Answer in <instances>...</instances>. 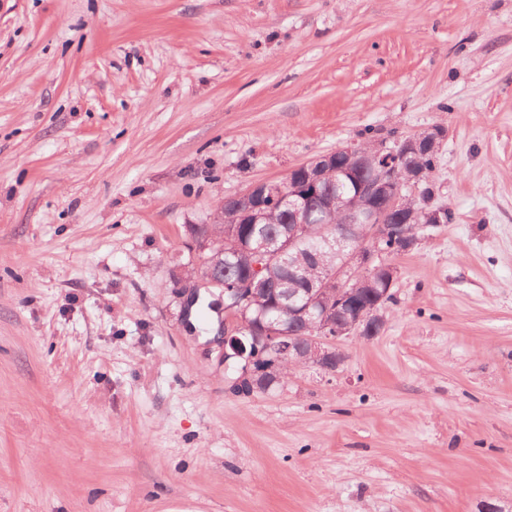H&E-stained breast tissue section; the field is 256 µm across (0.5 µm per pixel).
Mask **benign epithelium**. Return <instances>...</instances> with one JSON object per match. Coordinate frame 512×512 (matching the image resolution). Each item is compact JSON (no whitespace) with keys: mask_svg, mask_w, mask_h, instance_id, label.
<instances>
[{"mask_svg":"<svg viewBox=\"0 0 512 512\" xmlns=\"http://www.w3.org/2000/svg\"><path fill=\"white\" fill-rule=\"evenodd\" d=\"M441 137L437 127H431L423 132L397 140L390 144L378 141L372 150L361 153L355 146L339 148V151L355 159L357 164L370 170L369 180L357 184L355 199L362 200L370 195H387L391 203L398 204L404 189L419 193V184L423 172L413 169L403 172L402 162L410 154L432 147ZM336 152L325 153L311 161L293 169V173L302 179V184L284 193L277 190L273 182L258 181L253 183L245 192L224 199V204L236 207L245 216L258 217L267 201L280 206H286L295 213L305 212V201L308 196L318 193L325 173L334 165L333 156ZM386 212L368 209L360 203L352 205L345 203L343 207V223L345 226L336 231V242L329 243L330 249L342 247L349 238V232L354 224H372L375 234L374 242L378 243L386 234L383 233ZM324 235L320 221L312 214L291 226L288 237L292 240ZM236 250L250 254L251 272L246 276H232L224 280V295L228 301L224 303V321L218 335L224 340V359L239 358L243 361L240 375L234 386L247 384L252 390H258L265 384L267 378L278 374L280 363L285 360H305L321 369L333 372L345 359V355L336 346L343 338L358 336L361 327L372 332L379 331L385 324L383 310L386 303L392 300L391 285H393L395 268L385 256V251L375 248L366 253L361 249H350L343 255L342 262L331 269L332 278L336 281V294H324L321 286L312 283L306 291L301 306L288 309L294 310V315L308 318L312 327L304 335H299L288 329L283 322L259 323L258 332L252 333V340L246 341L243 333L251 329L246 319V312L255 299L257 271L262 265L256 263L261 259L269 265L278 263L285 253V245L276 239L266 237H250L236 239L230 242ZM380 269L387 271L388 288L370 306L360 310L358 314L346 323H336V313L347 304L351 296V282L354 278L374 273ZM205 280L201 262H196L195 275L181 277L178 280L182 309L189 310L196 288Z\"/></svg>","mask_w":512,"mask_h":512,"instance_id":"benign-epithelium-1","label":"benign epithelium"}]
</instances>
